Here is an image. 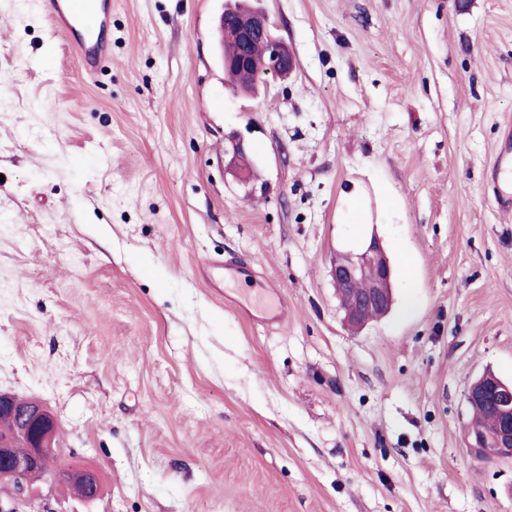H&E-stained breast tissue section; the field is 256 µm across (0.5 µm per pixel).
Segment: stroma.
Here are the masks:
<instances>
[{"mask_svg": "<svg viewBox=\"0 0 512 512\" xmlns=\"http://www.w3.org/2000/svg\"><path fill=\"white\" fill-rule=\"evenodd\" d=\"M111 2L89 76L47 0H0V392L101 483L20 512H512V459L466 447L468 388L512 382V0H248L295 60L255 95L227 0ZM373 237L394 305L354 333L330 266ZM510 174V178L501 179L499 176ZM493 179L498 184V199L500 207H512V132L508 130L499 146L497 156L493 163Z\"/></svg>", "mask_w": 512, "mask_h": 512, "instance_id": "1", "label": "stroma"}]
</instances>
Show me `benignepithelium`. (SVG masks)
Masks as SVG:
<instances>
[{"label":"benign epithelium","instance_id":"7a95c632","mask_svg":"<svg viewBox=\"0 0 512 512\" xmlns=\"http://www.w3.org/2000/svg\"><path fill=\"white\" fill-rule=\"evenodd\" d=\"M233 19L239 34L238 47L235 53L223 56L221 60L224 68L238 74L241 86L247 87L261 77H285L292 72L294 63L288 48L273 35L272 22L264 11L242 6L233 10ZM256 44L264 48L260 64L251 54ZM331 277L338 291L358 281L365 284L354 303L345 310L349 326H364L368 322L367 313L372 310L391 309V270L377 237H372L361 253L336 259L331 267ZM466 399L470 406L480 404L496 417L492 432L468 430L470 450L489 460L512 459V383L486 375L469 388ZM0 412L16 419L12 433L0 437V484L8 485L15 498H26L32 492L28 474L40 466L51 447L57 422L41 403L2 392ZM73 475L80 478L89 496L96 497L97 471L78 467L58 474L56 479L61 481Z\"/></svg>","mask_w":512,"mask_h":512}]
</instances>
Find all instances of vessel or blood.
I'll use <instances>...</instances> for the list:
<instances>
[{"label":"vessel or blood","mask_w":512,"mask_h":512,"mask_svg":"<svg viewBox=\"0 0 512 512\" xmlns=\"http://www.w3.org/2000/svg\"><path fill=\"white\" fill-rule=\"evenodd\" d=\"M47 11L55 29L63 34L78 53L85 73L92 74L106 60V46L96 27L87 25L88 16H101L105 6L100 0H47ZM493 176L498 177V199L501 208L512 207V132H506L493 163Z\"/></svg>","instance_id":"vessel-or-blood-1"}]
</instances>
